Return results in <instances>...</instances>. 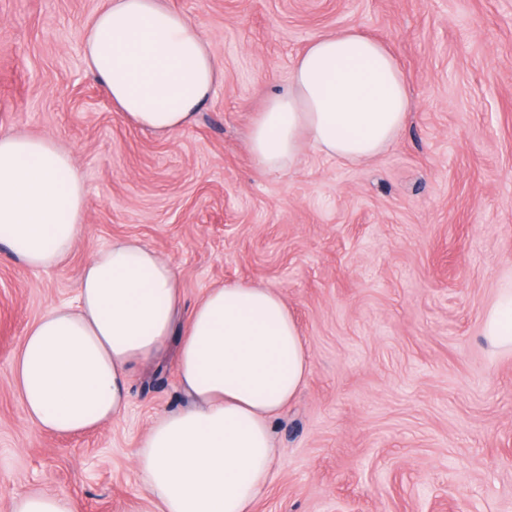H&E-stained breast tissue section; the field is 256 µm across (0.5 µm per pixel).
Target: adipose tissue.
<instances>
[{
    "mask_svg": "<svg viewBox=\"0 0 512 512\" xmlns=\"http://www.w3.org/2000/svg\"><path fill=\"white\" fill-rule=\"evenodd\" d=\"M87 67L136 128L170 135L192 125L223 71L196 27L162 0H108L88 22ZM404 74L380 41L356 28L315 40L286 92L248 130L269 173L303 147L350 163L386 148L408 120ZM86 211L81 175L51 138L0 134V241L32 269L72 253ZM483 333L512 350V289ZM177 347L190 407L157 418L136 467L158 512H253L275 475L270 422L306 384L311 356L272 289L234 283L184 309L174 265L135 238L112 241L84 265L77 299L47 307L14 364L28 421L61 436L121 415L135 368Z\"/></svg>",
    "mask_w": 512,
    "mask_h": 512,
    "instance_id": "ef3b65f1",
    "label": "adipose tissue"
}]
</instances>
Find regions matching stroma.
Returning a JSON list of instances; mask_svg holds the SVG:
<instances>
[{
	"label": "stroma",
	"mask_w": 512,
	"mask_h": 512,
	"mask_svg": "<svg viewBox=\"0 0 512 512\" xmlns=\"http://www.w3.org/2000/svg\"><path fill=\"white\" fill-rule=\"evenodd\" d=\"M165 2L223 70L170 136L130 124L86 67L105 0H0V132L55 139L87 199L62 267L0 243V512L33 493L156 512L135 451L189 405L175 350L133 376L124 415L74 437L27 422L13 374L34 320L123 237L176 266L184 306L252 283L296 318L312 373L271 421L276 474L254 512H512V351L482 334L512 289V0ZM352 25L400 64L406 126L361 164L309 148L261 171L247 130L266 97L312 40Z\"/></svg>",
	"instance_id": "obj_1"
}]
</instances>
